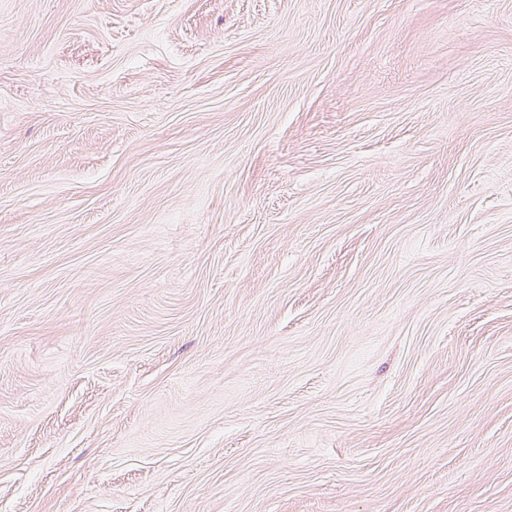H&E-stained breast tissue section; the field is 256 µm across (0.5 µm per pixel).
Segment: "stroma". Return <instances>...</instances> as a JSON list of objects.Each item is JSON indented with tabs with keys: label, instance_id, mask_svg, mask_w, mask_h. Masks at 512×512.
Returning a JSON list of instances; mask_svg holds the SVG:
<instances>
[{
	"label": "stroma",
	"instance_id": "obj_1",
	"mask_svg": "<svg viewBox=\"0 0 512 512\" xmlns=\"http://www.w3.org/2000/svg\"><path fill=\"white\" fill-rule=\"evenodd\" d=\"M0 512H512V0H0Z\"/></svg>",
	"mask_w": 512,
	"mask_h": 512
}]
</instances>
